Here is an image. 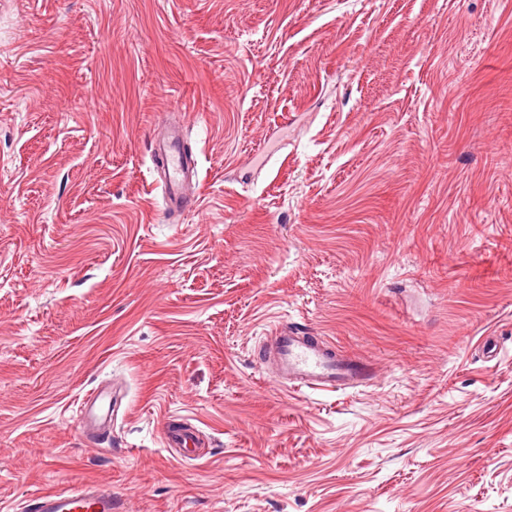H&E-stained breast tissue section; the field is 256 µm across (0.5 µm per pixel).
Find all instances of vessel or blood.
I'll return each instance as SVG.
<instances>
[{
	"label": "vessel or blood",
	"mask_w": 512,
	"mask_h": 512,
	"mask_svg": "<svg viewBox=\"0 0 512 512\" xmlns=\"http://www.w3.org/2000/svg\"><path fill=\"white\" fill-rule=\"evenodd\" d=\"M185 135V129H172L151 144L163 200L170 212L188 209L198 201L196 194L186 188L187 182L196 176L197 161L183 146ZM270 342L274 377L290 387L330 390L365 385L373 378L368 360L340 354L317 337L280 330ZM164 440L167 447L179 449L182 458H196V436L192 428L166 427ZM29 508L30 512H116L111 488L94 481L36 495Z\"/></svg>",
	"instance_id": "vessel-or-blood-1"
}]
</instances>
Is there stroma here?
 I'll use <instances>...</instances> for the list:
<instances>
[{
	"instance_id": "1",
	"label": "stroma",
	"mask_w": 512,
	"mask_h": 512,
	"mask_svg": "<svg viewBox=\"0 0 512 512\" xmlns=\"http://www.w3.org/2000/svg\"><path fill=\"white\" fill-rule=\"evenodd\" d=\"M278 328L374 382L278 383ZM84 480L118 512H512V0H0V512ZM186 127L167 131L165 136L156 137L151 143V153L157 159V174L163 192V200L168 212L188 209L195 205L198 196L189 193L186 183L197 173L194 155L183 147ZM164 440L169 448H178L180 456L193 460L198 456L196 436L192 428L187 426H168L164 430Z\"/></svg>"
}]
</instances>
